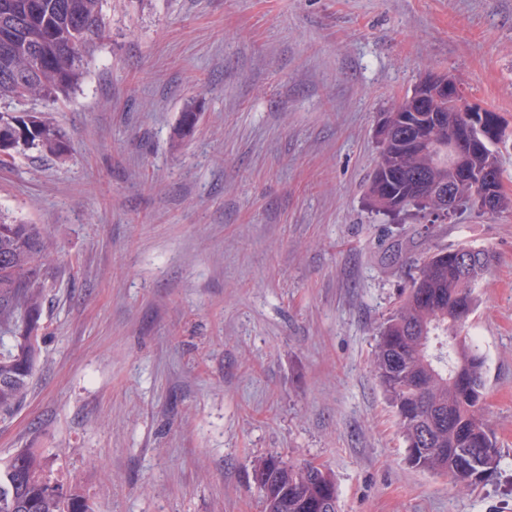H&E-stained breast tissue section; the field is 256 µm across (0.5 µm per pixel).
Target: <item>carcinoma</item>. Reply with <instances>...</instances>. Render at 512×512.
Masks as SVG:
<instances>
[{
	"instance_id": "cac0c4a2",
	"label": "carcinoma",
	"mask_w": 512,
	"mask_h": 512,
	"mask_svg": "<svg viewBox=\"0 0 512 512\" xmlns=\"http://www.w3.org/2000/svg\"><path fill=\"white\" fill-rule=\"evenodd\" d=\"M105 0H0V154L36 150L57 158L71 149L62 130L40 113L15 110L24 100L55 103L80 83L98 43L106 36ZM387 137L368 187L372 209L392 215L421 214L431 224L448 216L426 212L417 201L448 183V138L470 129L476 146L454 184L464 201L479 193V180L500 170L495 146L503 135L496 112L479 129L467 113L443 98L423 112L406 96L392 105ZM199 121L195 102L185 104L181 134ZM49 245L33 224L0 210V415L21 402L33 375L45 294ZM491 263L484 249H442L418 267L410 288L382 323L373 371L405 440L413 467L448 476L462 491L489 481L501 453L483 417L484 358L469 334L475 288ZM260 512H338L329 472L313 462L280 455L254 464ZM46 457L23 448L0 464V512H95L76 486L52 489Z\"/></svg>"
}]
</instances>
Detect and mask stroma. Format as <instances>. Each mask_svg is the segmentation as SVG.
<instances>
[{
  "label": "stroma",
  "instance_id": "obj_1",
  "mask_svg": "<svg viewBox=\"0 0 512 512\" xmlns=\"http://www.w3.org/2000/svg\"><path fill=\"white\" fill-rule=\"evenodd\" d=\"M49 112L73 151L0 163L54 243L34 377L0 460L42 449L97 512H256V459L323 465L338 512H512V208L369 205L383 112L426 72L498 112L512 196V0H109ZM196 100L193 133L179 116ZM438 247L492 253L470 333L502 459L459 492L413 468L371 371Z\"/></svg>",
  "mask_w": 512,
  "mask_h": 512
}]
</instances>
